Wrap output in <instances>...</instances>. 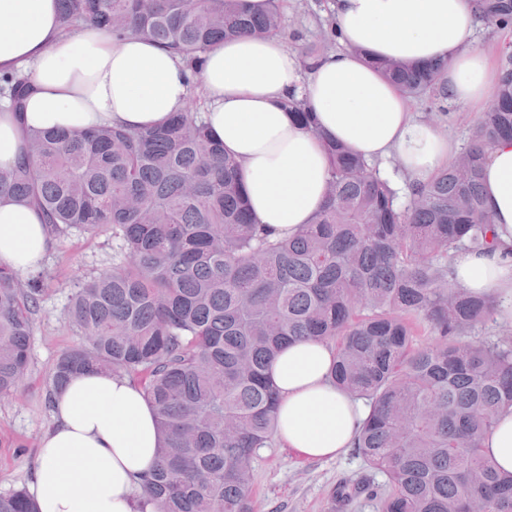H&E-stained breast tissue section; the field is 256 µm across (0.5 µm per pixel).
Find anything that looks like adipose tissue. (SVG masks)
<instances>
[{
    "label": "adipose tissue",
    "instance_id": "1",
    "mask_svg": "<svg viewBox=\"0 0 512 512\" xmlns=\"http://www.w3.org/2000/svg\"><path fill=\"white\" fill-rule=\"evenodd\" d=\"M339 50L301 64L275 36H242L208 50L197 72L140 35L115 41L87 28L64 34L57 0H0V74L30 71L23 120L0 100V166L13 164L23 128H143L184 108L191 79L205 101L213 139L240 163L249 208L276 237L313 223L325 199L326 141L368 160L395 158L406 180L424 182L456 156L431 123L415 119L404 95L376 64L442 59L449 102L485 104L499 67L476 43L477 0H330ZM302 100V125L284 106ZM497 249L461 252L454 283L496 295L512 321V141L489 150L482 173ZM50 239L42 212L0 198V267L26 274L42 266ZM333 347L320 340L285 346L268 376L279 395L277 436L308 460L350 448L368 414L363 400L330 377ZM55 425L41 441L29 491L39 512H155L143 494L162 444L155 412L124 374L87 370L54 400Z\"/></svg>",
    "mask_w": 512,
    "mask_h": 512
}]
</instances>
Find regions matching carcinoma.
<instances>
[{
	"label": "carcinoma",
	"mask_w": 512,
	"mask_h": 512,
	"mask_svg": "<svg viewBox=\"0 0 512 512\" xmlns=\"http://www.w3.org/2000/svg\"><path fill=\"white\" fill-rule=\"evenodd\" d=\"M65 33L94 25L115 40L152 39L197 74L215 44L278 35L280 0H60ZM482 19L512 27V0H479ZM408 97L444 111V66L378 64ZM29 77L0 79L21 112ZM512 139V52L470 146L400 198L376 165L327 142L328 194L315 223L274 239L252 218L239 163L207 133L196 101L165 125L25 132L27 153L0 167V195L33 204L56 241L112 229V269L74 289L82 342L54 361L48 396L80 371L140 381L163 444L144 485L157 512H255V450L276 430L267 380L285 344L335 345L334 384L371 413L353 448L387 479L381 512H512V473L483 441L512 413V336L462 334L499 302L453 283L461 250L494 246L481 192L484 158ZM44 272L0 267V396L22 384ZM423 319L433 343H416ZM0 512H39L23 488Z\"/></svg>",
	"instance_id": "1"
}]
</instances>
